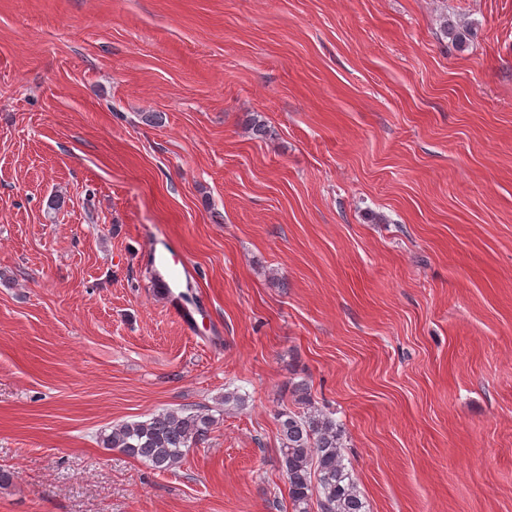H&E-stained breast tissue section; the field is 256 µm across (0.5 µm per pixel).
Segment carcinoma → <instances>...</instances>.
I'll use <instances>...</instances> for the list:
<instances>
[{
  "instance_id": "1",
  "label": "carcinoma",
  "mask_w": 512,
  "mask_h": 512,
  "mask_svg": "<svg viewBox=\"0 0 512 512\" xmlns=\"http://www.w3.org/2000/svg\"><path fill=\"white\" fill-rule=\"evenodd\" d=\"M442 31L463 50L477 36L469 24L443 21ZM306 409L277 413L282 466L288 480L292 512H366V505L350 470L344 464L342 431L336 419L308 402L307 388L295 387ZM208 413L166 410L143 421L112 427L101 436L106 448H118L158 471L175 467L185 449L201 441L213 426Z\"/></svg>"
}]
</instances>
